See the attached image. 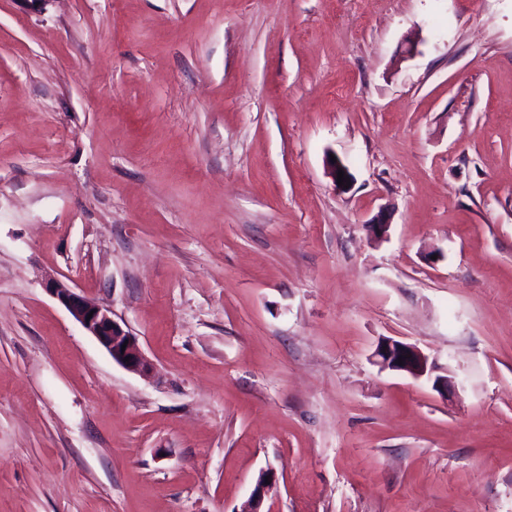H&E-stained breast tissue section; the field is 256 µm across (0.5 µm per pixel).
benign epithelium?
<instances>
[{"mask_svg":"<svg viewBox=\"0 0 512 512\" xmlns=\"http://www.w3.org/2000/svg\"><path fill=\"white\" fill-rule=\"evenodd\" d=\"M46 289L96 339L113 361L132 373L150 374L153 365L144 354L137 336L115 321L109 309L57 279L49 281ZM374 357L381 368L407 373L416 379L429 377L436 369L435 363L429 361L417 346L387 338L378 343ZM267 480L274 481L273 473L261 472L250 497L249 512H264Z\"/></svg>","mask_w":512,"mask_h":512,"instance_id":"benign-epithelium-1","label":"benign epithelium"}]
</instances>
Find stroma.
Instances as JSON below:
<instances>
[{"mask_svg": "<svg viewBox=\"0 0 512 512\" xmlns=\"http://www.w3.org/2000/svg\"><path fill=\"white\" fill-rule=\"evenodd\" d=\"M266 469L271 512H512V0H0V512ZM46 289L96 339L113 361L132 373L142 376L150 374L153 365L144 354L137 336L115 321L108 308L78 294L57 279L49 281ZM90 312L93 315L87 319ZM122 345H125V350H122ZM126 357H129V362H125ZM374 357L382 369L407 373L416 379L431 377L437 368L417 346L387 338L378 343ZM399 358H402L403 365H399Z\"/></svg>", "mask_w": 512, "mask_h": 512, "instance_id": "stroma-1", "label": "stroma"}]
</instances>
